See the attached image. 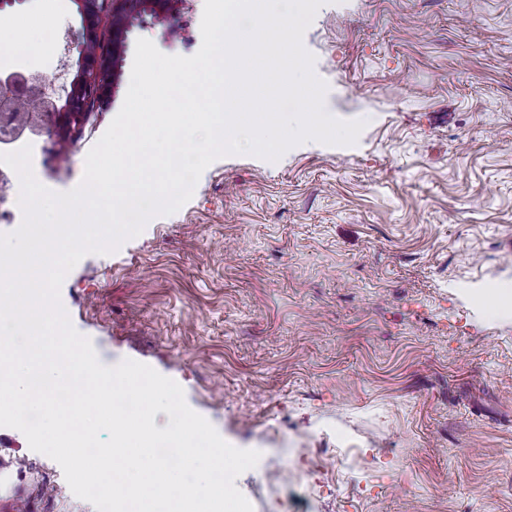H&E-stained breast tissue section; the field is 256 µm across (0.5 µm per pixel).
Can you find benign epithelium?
<instances>
[{
  "label": "benign epithelium",
  "instance_id": "benign-epithelium-1",
  "mask_svg": "<svg viewBox=\"0 0 512 512\" xmlns=\"http://www.w3.org/2000/svg\"><path fill=\"white\" fill-rule=\"evenodd\" d=\"M78 5L82 27L76 39L79 54L80 75L73 81L72 89L65 103L58 105L47 96L38 99H12L5 102L12 112H63L71 123H80L91 102L105 104L107 87L110 83V61L97 53L88 51V46L96 42L93 27L94 16L98 12L110 11L114 16L128 12L129 0H73Z\"/></svg>",
  "mask_w": 512,
  "mask_h": 512
}]
</instances>
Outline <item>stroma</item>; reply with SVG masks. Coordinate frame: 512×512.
Segmentation results:
<instances>
[{"label": "stroma", "instance_id": "1", "mask_svg": "<svg viewBox=\"0 0 512 512\" xmlns=\"http://www.w3.org/2000/svg\"><path fill=\"white\" fill-rule=\"evenodd\" d=\"M203 7L142 14L81 125L32 117L43 186L81 182L137 39L198 51ZM21 12L61 30L65 78L37 68L64 103L78 7L21 0L0 28ZM303 45L357 142L219 158L176 212L84 256L61 303L102 364L151 366L259 452L235 481L253 512H512V0H330ZM0 512L95 508L0 426Z\"/></svg>", "mask_w": 512, "mask_h": 512}]
</instances>
